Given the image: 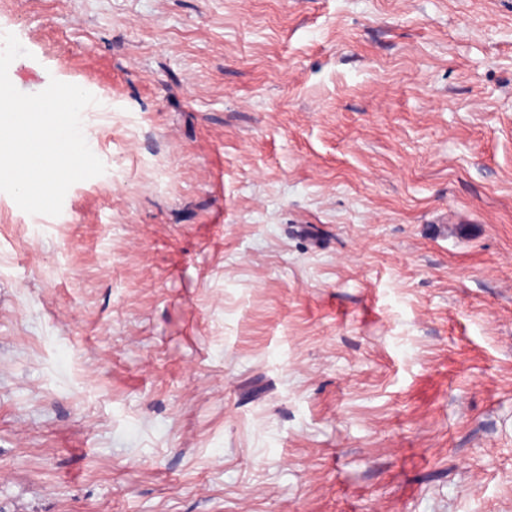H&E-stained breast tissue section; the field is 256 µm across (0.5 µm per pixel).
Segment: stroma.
Returning <instances> with one entry per match:
<instances>
[{
    "label": "stroma",
    "mask_w": 512,
    "mask_h": 512,
    "mask_svg": "<svg viewBox=\"0 0 512 512\" xmlns=\"http://www.w3.org/2000/svg\"><path fill=\"white\" fill-rule=\"evenodd\" d=\"M111 176L0 192V512H512V0H0Z\"/></svg>",
    "instance_id": "35a3bbf8"
}]
</instances>
